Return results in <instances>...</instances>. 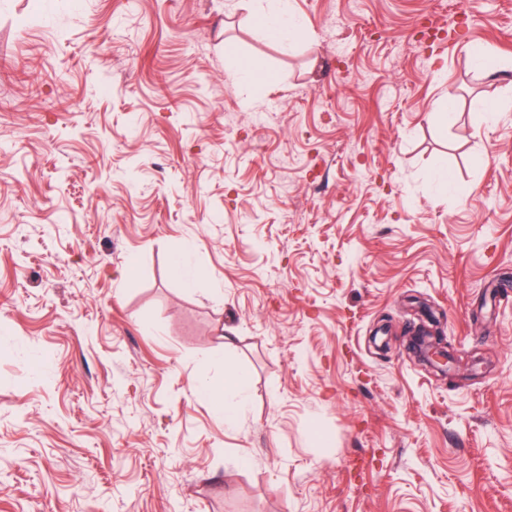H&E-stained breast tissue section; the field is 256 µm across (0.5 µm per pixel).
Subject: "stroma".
I'll return each mask as SVG.
<instances>
[{
    "label": "stroma",
    "mask_w": 512,
    "mask_h": 512,
    "mask_svg": "<svg viewBox=\"0 0 512 512\" xmlns=\"http://www.w3.org/2000/svg\"><path fill=\"white\" fill-rule=\"evenodd\" d=\"M237 2L0 0V512H512V0ZM261 23L266 34L275 41L290 43L298 32L297 26L290 18L263 16ZM201 392L205 398L210 401L214 412L225 422L230 423L235 419L236 410L228 407L224 401V389H215L210 386L203 385Z\"/></svg>",
    "instance_id": "obj_1"
}]
</instances>
